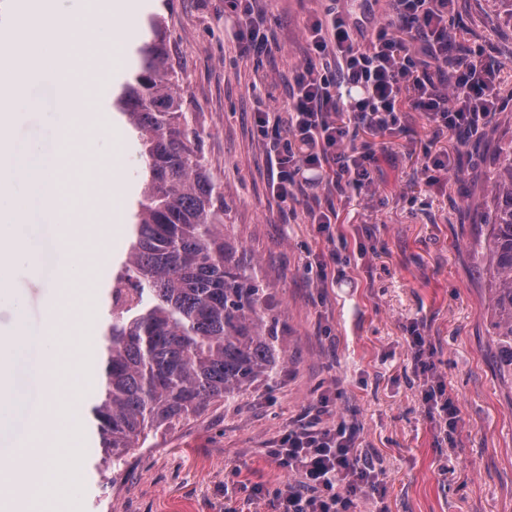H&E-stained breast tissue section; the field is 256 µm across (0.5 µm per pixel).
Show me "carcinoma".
I'll use <instances>...</instances> for the list:
<instances>
[{"label":"carcinoma","mask_w":512,"mask_h":512,"mask_svg":"<svg viewBox=\"0 0 512 512\" xmlns=\"http://www.w3.org/2000/svg\"><path fill=\"white\" fill-rule=\"evenodd\" d=\"M132 67L112 93L142 160L138 209L120 278L137 293L110 306L100 386L89 421L103 448H133L158 429L215 400H230L272 376L276 318L265 290L224 223V191L210 176L174 87L168 44L155 15L133 48ZM480 245L490 273L491 327L503 376H512V150L499 161Z\"/></svg>","instance_id":"1"}]
</instances>
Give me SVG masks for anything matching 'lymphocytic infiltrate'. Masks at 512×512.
<instances>
[{"label":"lymphocytic infiltrate","mask_w":512,"mask_h":512,"mask_svg":"<svg viewBox=\"0 0 512 512\" xmlns=\"http://www.w3.org/2000/svg\"><path fill=\"white\" fill-rule=\"evenodd\" d=\"M453 13L454 0H391L389 18L364 47L336 5L308 24V58L291 75L287 105L262 103L256 112L261 132L273 134L270 192L279 204L294 199L308 171L332 168L342 190L364 185L376 152L354 145L353 135L365 125L380 135L399 130L404 106L440 131L474 129L500 108L493 68L448 53ZM360 445L359 427L343 418L284 430L268 451L288 475L275 491L277 512H358L364 497L382 498Z\"/></svg>","instance_id":"1"}]
</instances>
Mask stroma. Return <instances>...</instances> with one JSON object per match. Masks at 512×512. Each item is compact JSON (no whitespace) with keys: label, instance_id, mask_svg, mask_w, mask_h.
<instances>
[{"label":"stroma","instance_id":"obj_1","mask_svg":"<svg viewBox=\"0 0 512 512\" xmlns=\"http://www.w3.org/2000/svg\"><path fill=\"white\" fill-rule=\"evenodd\" d=\"M327 0H258L266 19V51L241 56L228 0H137L131 23L139 31L162 17L175 87L198 148L224 189V221L252 261L277 319L282 359L270 379L230 402L155 430L150 453L123 451L113 494L98 471L103 451L84 439L83 512H274L272 492L286 476L267 455L286 427L318 414L329 390L339 396L322 417L361 429L362 454L380 470L386 512H512V382L498 370L488 297L491 276L478 255L489 235L485 217L497 159L512 147V17L499 0H456L457 26L467 32L457 56L483 53L499 68L502 105L478 131L437 132L427 117L406 112L404 128L379 136L359 129L378 161L370 183L342 195L331 188L298 194L288 205L270 195L272 169L255 123L254 75L275 89L274 106L288 101V79L307 57L305 26ZM132 40L102 48L99 68L81 86L82 106L99 113L83 131L98 153L123 165L122 219L112 234L89 245L102 252L93 265L96 289L122 269L139 160L126 125L106 100L129 72ZM37 110L12 129L18 143L52 137L54 91L38 87ZM447 157L449 172L429 184L425 155ZM333 209L330 233L308 223L310 207ZM326 279L305 266L307 255L328 258ZM58 273L45 253L23 276L31 323H42L45 280ZM418 321L431 342V361L460 421L445 435L422 403L423 377L407 345ZM262 487L254 495V487Z\"/></svg>","mask_w":512,"mask_h":512}]
</instances>
